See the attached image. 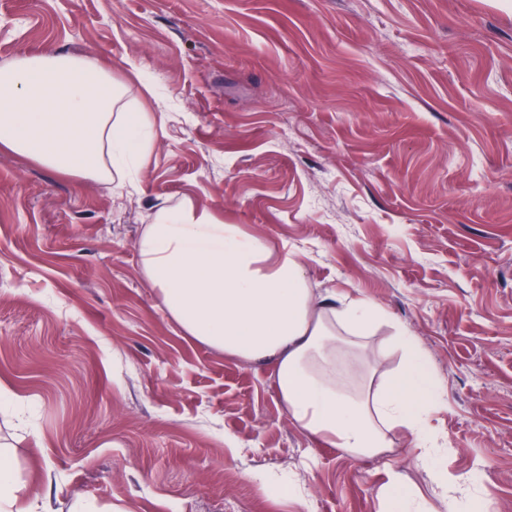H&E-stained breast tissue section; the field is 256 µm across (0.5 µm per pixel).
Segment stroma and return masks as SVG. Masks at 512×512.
<instances>
[{"label": "stroma", "instance_id": "stroma-1", "mask_svg": "<svg viewBox=\"0 0 512 512\" xmlns=\"http://www.w3.org/2000/svg\"><path fill=\"white\" fill-rule=\"evenodd\" d=\"M100 54L156 138L124 187L0 151V410L35 512H378L389 464L289 419L268 361L184 336L137 241L190 200L428 352L462 512H512V0H0V66ZM291 483L296 498L279 485Z\"/></svg>", "mask_w": 512, "mask_h": 512}]
</instances>
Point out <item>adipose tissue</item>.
I'll list each match as a JSON object with an SVG mask.
<instances>
[{
  "mask_svg": "<svg viewBox=\"0 0 512 512\" xmlns=\"http://www.w3.org/2000/svg\"><path fill=\"white\" fill-rule=\"evenodd\" d=\"M122 97L96 52L19 57L0 67V150L78 179L124 175L150 149L155 118L130 111ZM137 248L149 284L184 335L242 361H272L281 404L314 441L376 459L385 457L388 433L396 430L416 463H433L427 423L442 384L416 337L394 326L384 347L364 360L398 351V368L357 393L346 390L357 365L341 358L338 346L362 348L371 327L388 323L377 301L341 304L315 294L293 252L188 200L160 208ZM376 496L379 512H435L394 470Z\"/></svg>",
  "mask_w": 512,
  "mask_h": 512,
  "instance_id": "1",
  "label": "adipose tissue"
}]
</instances>
